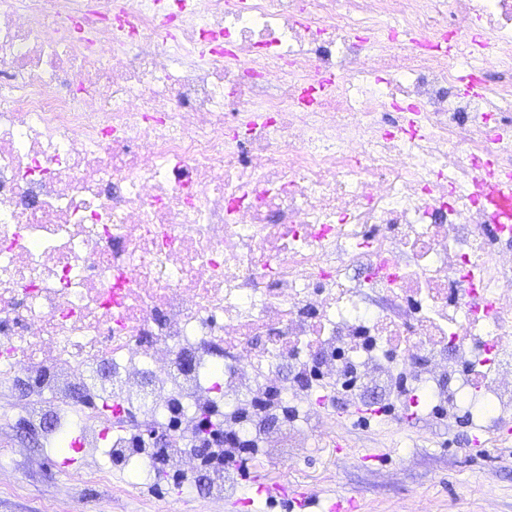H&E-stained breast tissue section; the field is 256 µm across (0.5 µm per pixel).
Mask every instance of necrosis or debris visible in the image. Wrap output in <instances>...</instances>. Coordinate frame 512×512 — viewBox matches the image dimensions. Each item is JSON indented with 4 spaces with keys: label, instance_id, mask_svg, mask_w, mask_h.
<instances>
[{
    "label": "necrosis or debris",
    "instance_id": "necrosis-or-debris-1",
    "mask_svg": "<svg viewBox=\"0 0 512 512\" xmlns=\"http://www.w3.org/2000/svg\"><path fill=\"white\" fill-rule=\"evenodd\" d=\"M512 0H0V380L121 456L342 437L355 379L512 446ZM486 364L475 382L471 365Z\"/></svg>",
    "mask_w": 512,
    "mask_h": 512
}]
</instances>
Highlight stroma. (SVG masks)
Returning a JSON list of instances; mask_svg holds the SVG:
<instances>
[{"label": "stroma", "instance_id": "1", "mask_svg": "<svg viewBox=\"0 0 512 512\" xmlns=\"http://www.w3.org/2000/svg\"><path fill=\"white\" fill-rule=\"evenodd\" d=\"M20 395L0 383V470L13 483L0 488V512H325L330 497L355 499L357 512H512V447L473 445L468 423L428 425L410 405L372 414L367 403L348 408L344 452L329 448L303 464L292 494L266 495L259 485L291 482L287 467L241 470L239 491L202 500L190 483L175 482L157 464L154 481L134 480L111 457L99 480L83 470L81 452L46 445L23 417Z\"/></svg>", "mask_w": 512, "mask_h": 512}]
</instances>
